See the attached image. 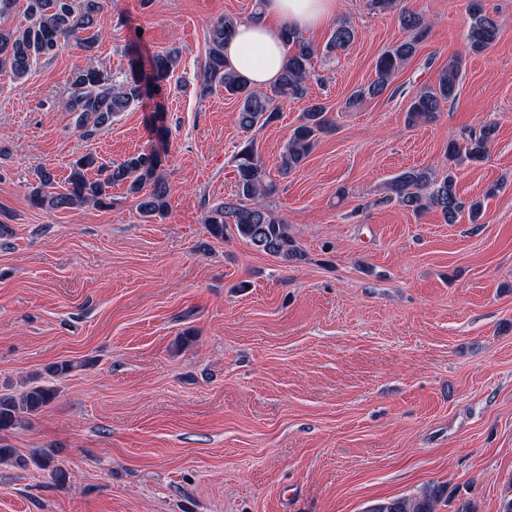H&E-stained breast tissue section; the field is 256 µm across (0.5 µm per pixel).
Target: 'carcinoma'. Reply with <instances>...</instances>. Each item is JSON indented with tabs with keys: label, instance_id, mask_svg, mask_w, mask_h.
<instances>
[{
	"label": "carcinoma",
	"instance_id": "obj_1",
	"mask_svg": "<svg viewBox=\"0 0 512 512\" xmlns=\"http://www.w3.org/2000/svg\"><path fill=\"white\" fill-rule=\"evenodd\" d=\"M29 23L20 29L0 28V72H8L15 81H22L34 64L51 59L69 43L74 42L91 54L99 40V19L106 0H26ZM401 0H369L375 13L398 12L400 26L411 37L382 53L376 60V78L365 88L354 91L348 105L353 106L366 97L387 94L396 71L416 51V44L428 29L423 16L400 6ZM469 26L465 35L467 49L482 52L498 39L499 21L488 15L480 0L469 7ZM238 19L226 16L212 24L208 31V50L201 72L200 94L216 87L239 103L238 123L244 132L263 128L278 118V103L283 97L303 99L313 77V60L318 48L301 32L287 29L282 38L288 46V60L278 80L266 89L248 85L224 57V45L233 36ZM357 37L355 28L340 20L333 28L323 53L345 49ZM178 51L172 49L148 60L149 70L139 68L122 83H115L108 74L94 65L74 73L66 86L69 111L77 114V126L85 133L112 122V115L126 111L143 96L163 91V84L179 67ZM461 59L448 60L433 86L415 92L409 101L408 115L412 122L431 121L454 100L462 77ZM333 129L327 107L312 102L302 113L301 123L293 130L288 146L280 155L279 170L288 174L303 165L318 137ZM497 126L484 124L471 129L461 140L448 142V164L459 166L466 161H479L487 146L494 140ZM236 172L235 194L213 207L205 218L208 233L215 239L240 238L267 255L285 262L302 257L300 247L290 235L287 222L264 205L252 202L277 192V184L268 177L267 169L256 148L254 139L245 140L233 159ZM126 187V192L139 198L138 208L148 218H162L169 210L171 193L161 171V159L153 151L138 152L119 163L106 162L93 153L78 157L70 172L60 183L54 175L43 170L38 182L30 187L29 199L36 207L72 209L92 204L107 207L112 204V188ZM386 201H396L414 213L427 209L438 211L445 223L454 224L468 213L471 222L480 219L482 203L465 201L457 190L453 171L440 176L427 168H411L392 178L387 184ZM55 399V391L33 387L18 397L0 396V432L22 424L23 415H32ZM34 464L51 469L58 482L66 472L54 464L51 454L32 457ZM442 488L425 485L413 497H396L372 504L367 512H437Z\"/></svg>",
	"mask_w": 512,
	"mask_h": 512
}]
</instances>
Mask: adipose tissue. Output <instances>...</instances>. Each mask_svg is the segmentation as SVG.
Segmentation results:
<instances>
[{
  "instance_id": "1",
  "label": "adipose tissue",
  "mask_w": 512,
  "mask_h": 512,
  "mask_svg": "<svg viewBox=\"0 0 512 512\" xmlns=\"http://www.w3.org/2000/svg\"><path fill=\"white\" fill-rule=\"evenodd\" d=\"M335 12L336 0H265L260 21L239 23L224 46L225 58L253 88H267L278 79L288 57L283 31L325 25Z\"/></svg>"
}]
</instances>
